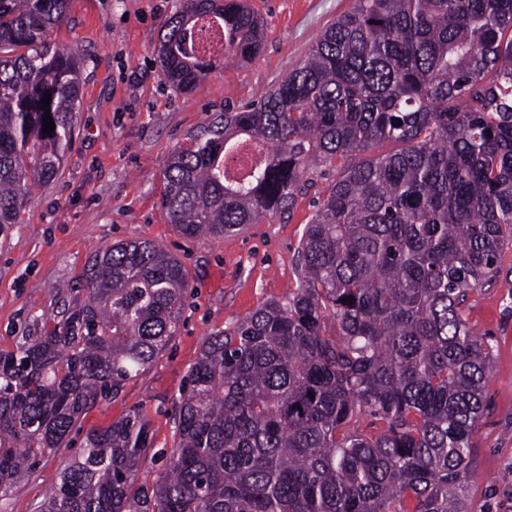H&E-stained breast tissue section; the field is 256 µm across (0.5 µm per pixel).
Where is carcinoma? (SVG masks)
<instances>
[{"label":"carcinoma","instance_id":"carcinoma-1","mask_svg":"<svg viewBox=\"0 0 512 512\" xmlns=\"http://www.w3.org/2000/svg\"><path fill=\"white\" fill-rule=\"evenodd\" d=\"M70 2L0 0V226L72 143L79 61L48 40ZM201 19L224 57L263 46L246 0H183L158 48L180 93L214 66ZM312 167L336 179L297 286L205 337L164 468L142 476L134 411L88 433L39 512H466L493 345L464 309L512 241V0H354L278 86L168 155L161 205L221 240L291 209ZM82 279L52 328L0 351V497L177 335L188 274L154 241L105 247Z\"/></svg>","mask_w":512,"mask_h":512}]
</instances>
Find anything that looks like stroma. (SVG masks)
<instances>
[{"label":"stroma","instance_id":"stroma-1","mask_svg":"<svg viewBox=\"0 0 512 512\" xmlns=\"http://www.w3.org/2000/svg\"><path fill=\"white\" fill-rule=\"evenodd\" d=\"M264 20L261 54L217 61L189 93L175 92L157 58L162 22L183 0H72L67 18L48 34L76 50L80 102L74 139L48 185L33 188L21 220L0 228V349L52 326L62 287L81 289L82 269L119 240L148 238L177 257L190 288L177 336L167 352L118 397L91 409L66 447L37 458L0 512H34L58 483L63 461L85 444L89 429L135 409L151 424L157 472L176 442L173 413L208 334L297 285V251L318 201L336 177L311 169L288 214L264 217L219 241L182 236L160 204L165 161L187 137L223 112L276 87L352 0H249ZM468 321L494 341L486 383L488 409L474 434L478 450L467 490L468 512H512V244L502 248L492 287L471 293Z\"/></svg>","mask_w":512,"mask_h":512}]
</instances>
